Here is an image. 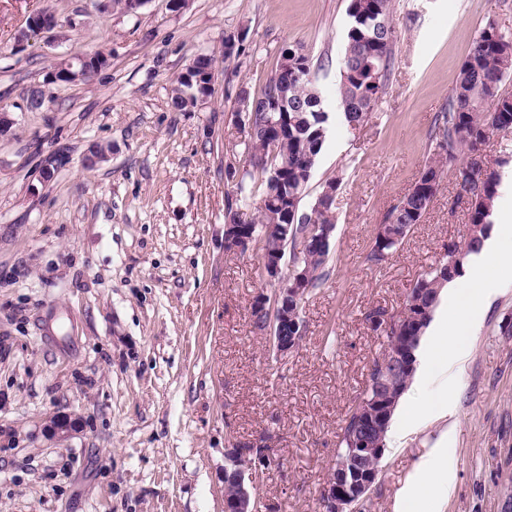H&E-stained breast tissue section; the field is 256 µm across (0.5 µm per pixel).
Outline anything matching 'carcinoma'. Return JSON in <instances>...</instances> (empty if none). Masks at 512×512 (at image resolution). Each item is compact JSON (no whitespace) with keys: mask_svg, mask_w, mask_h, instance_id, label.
Listing matches in <instances>:
<instances>
[{"mask_svg":"<svg viewBox=\"0 0 512 512\" xmlns=\"http://www.w3.org/2000/svg\"><path fill=\"white\" fill-rule=\"evenodd\" d=\"M392 0H348V24L337 88V105L351 127L364 123L386 91L393 61L396 32L384 27L393 22ZM246 32L224 39V60L245 52ZM309 56L299 44L281 49L275 73L263 89L236 95L234 117L243 139L241 160L228 163L227 179L235 193L227 197L224 223L244 224L253 243L275 251L292 241V272L302 279L303 306L322 282L330 252L326 226L335 224L334 205L316 198L310 212L301 202L327 134L328 113L311 79ZM512 75V34L488 22L473 41L460 64L448 107L436 119L432 133L435 157L421 171L412 188L392 208L389 220L376 232L368 260L379 264L420 223L437 194L447 170L455 166L460 185L470 200V223L475 229L454 242V250L423 273L414 283L404 308L422 319H404L386 333L387 347L373 360L365 376L364 390L350 404L338 433V453L353 447V439L386 436L392 417L377 424L361 412L373 398L391 397L399 402L415 371V351L432 319L441 288L461 273L462 261L488 236L492 204L500 171L485 173L472 162L490 132L512 134V96L500 91ZM206 78L177 76L171 88V107L191 112L201 98L210 97ZM464 155L457 162L458 155Z\"/></svg>","mask_w":512,"mask_h":512,"instance_id":"1","label":"carcinoma"}]
</instances>
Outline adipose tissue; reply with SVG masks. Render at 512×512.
<instances>
[{
	"label": "adipose tissue",
	"instance_id": "adipose-tissue-1",
	"mask_svg": "<svg viewBox=\"0 0 512 512\" xmlns=\"http://www.w3.org/2000/svg\"><path fill=\"white\" fill-rule=\"evenodd\" d=\"M511 263L512 249H507L504 242L496 236L486 237L479 251L467 257L462 274L450 279L443 289L448 298V306L454 311V318L445 324L436 321L429 324L426 330L429 341L416 352L419 363L433 361L452 366L462 364L464 354L458 349L457 341L464 332L473 327L474 314L470 308L462 305L461 299L474 291L482 297H492L497 290V284L483 278V271Z\"/></svg>",
	"mask_w": 512,
	"mask_h": 512
}]
</instances>
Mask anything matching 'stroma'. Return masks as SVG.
<instances>
[{
  "label": "stroma",
  "mask_w": 512,
  "mask_h": 512,
  "mask_svg": "<svg viewBox=\"0 0 512 512\" xmlns=\"http://www.w3.org/2000/svg\"><path fill=\"white\" fill-rule=\"evenodd\" d=\"M348 0H147L135 14L101 0H0V512H224L229 438L267 436L273 462L256 512H322L337 433L368 365L387 345L368 319L398 314L419 275L469 222L447 175L417 224L380 264L376 228L433 153L436 116L487 22L512 32V0H393L396 42L381 103L350 128L336 104ZM60 25L19 41L29 16ZM246 50L224 62L227 35ZM301 44L328 114L302 201L339 179L325 280L307 298L306 334L286 360L252 328L273 287L261 252L224 250L225 176L240 139L239 88L260 92L282 47ZM109 65L86 81L54 71L75 54ZM217 56L214 91L191 112L173 79ZM111 145L88 164L93 145ZM64 160L44 174L46 160ZM464 336L462 370L409 383L415 417L385 449L362 512H399L432 449L454 458L446 501L420 512H504L512 502V267ZM76 417L68 436L50 419Z\"/></svg>",
  "instance_id": "35a3bbf8"
}]
</instances>
